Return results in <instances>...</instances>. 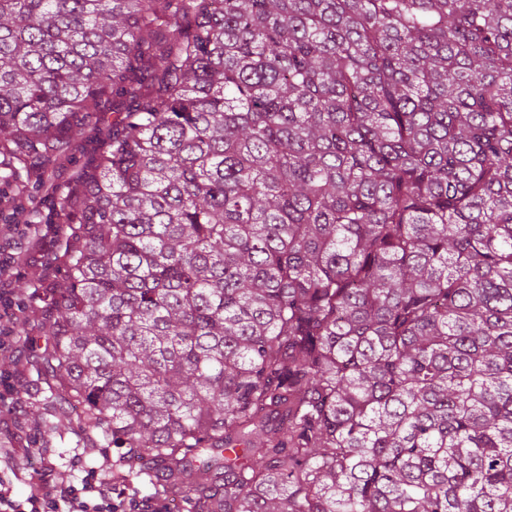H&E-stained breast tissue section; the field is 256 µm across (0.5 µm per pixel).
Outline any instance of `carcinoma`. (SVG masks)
<instances>
[{
	"label": "carcinoma",
	"mask_w": 512,
	"mask_h": 512,
	"mask_svg": "<svg viewBox=\"0 0 512 512\" xmlns=\"http://www.w3.org/2000/svg\"><path fill=\"white\" fill-rule=\"evenodd\" d=\"M89 125L38 358L119 478L512 512V0H0V181Z\"/></svg>",
	"instance_id": "1"
}]
</instances>
